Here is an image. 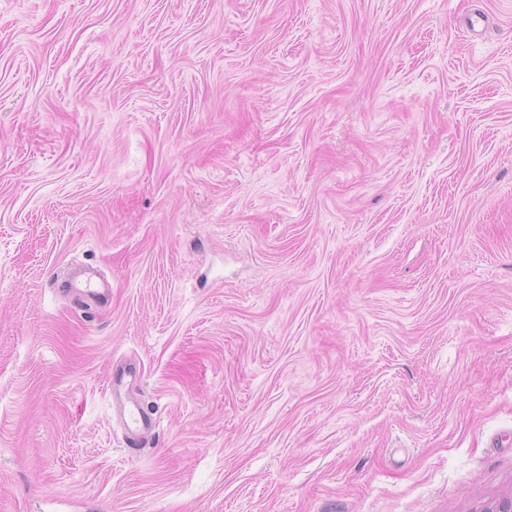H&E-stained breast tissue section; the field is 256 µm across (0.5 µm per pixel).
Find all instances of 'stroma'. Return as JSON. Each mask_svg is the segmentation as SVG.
<instances>
[{
  "label": "stroma",
  "mask_w": 512,
  "mask_h": 512,
  "mask_svg": "<svg viewBox=\"0 0 512 512\" xmlns=\"http://www.w3.org/2000/svg\"><path fill=\"white\" fill-rule=\"evenodd\" d=\"M510 496L512 0H0V512ZM136 377V369L130 363L112 365L108 376V391L122 417L126 439L130 444L139 443L152 428L150 416L141 409L137 401L126 397L130 383Z\"/></svg>",
  "instance_id": "obj_1"
}]
</instances>
